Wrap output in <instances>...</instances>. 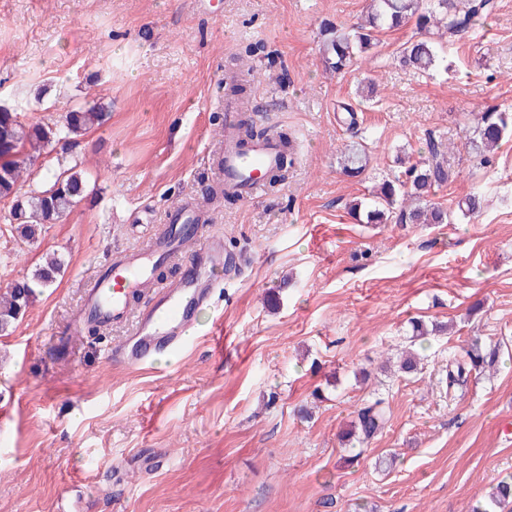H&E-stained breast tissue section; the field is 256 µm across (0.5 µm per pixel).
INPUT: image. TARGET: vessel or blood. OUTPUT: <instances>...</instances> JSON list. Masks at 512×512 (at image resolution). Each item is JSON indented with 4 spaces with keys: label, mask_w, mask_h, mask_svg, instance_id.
Wrapping results in <instances>:
<instances>
[{
    "label": "vessel or blood",
    "mask_w": 512,
    "mask_h": 512,
    "mask_svg": "<svg viewBox=\"0 0 512 512\" xmlns=\"http://www.w3.org/2000/svg\"><path fill=\"white\" fill-rule=\"evenodd\" d=\"M238 119L237 101L225 98L219 184L225 194L247 201L265 189L262 174L278 167L284 146L274 135L240 145ZM199 215L193 202L177 203L168 214L164 234L151 239L146 247L116 256L111 278L94 283L86 299L87 310L107 322L133 324L130 337L109 351L111 361L136 366L193 335L197 314L209 304L217 286L215 275L229 263L223 236L199 222ZM173 258L187 264V276L172 284L157 283L155 269ZM149 284L156 288L154 296L143 306H135L134 295Z\"/></svg>",
    "instance_id": "b4317fda"
}]
</instances>
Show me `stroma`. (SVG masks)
<instances>
[{
  "label": "stroma",
  "mask_w": 512,
  "mask_h": 512,
  "mask_svg": "<svg viewBox=\"0 0 512 512\" xmlns=\"http://www.w3.org/2000/svg\"><path fill=\"white\" fill-rule=\"evenodd\" d=\"M368 5L0 0V107L52 124L90 95L111 106L67 156L87 171L70 214L27 245L0 202V288L46 254L64 262L0 336V512H473L512 478V137L486 164L465 144L472 112H512V0L449 37L434 76L398 62L409 26L326 72L321 21L350 28ZM254 43L250 107L301 155L251 201L209 204L236 264L193 340L132 367L107 357L128 325L63 342L102 267L217 182L224 75ZM430 136L448 148L451 178L430 200L449 222L359 223L349 203ZM356 142L370 159L351 178L340 156ZM476 187L484 207L463 214ZM415 320L449 329L427 336L417 375L381 372ZM475 338L504 355L448 399V360ZM379 397L388 422L352 455L340 435Z\"/></svg>",
  "instance_id": "stroma-1"
}]
</instances>
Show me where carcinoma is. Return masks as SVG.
<instances>
[{
	"instance_id": "obj_1",
	"label": "carcinoma",
	"mask_w": 512,
	"mask_h": 512,
	"mask_svg": "<svg viewBox=\"0 0 512 512\" xmlns=\"http://www.w3.org/2000/svg\"><path fill=\"white\" fill-rule=\"evenodd\" d=\"M493 9V0H429L427 7L422 0H372L365 23L347 31L328 23L323 26L324 62L340 73L357 56L377 44L380 32L411 24L420 37L413 36L401 45V61L415 70L430 72L444 61L441 38L472 28ZM108 116L106 107L95 99L81 108L66 111L61 120L53 124H24L18 120L17 113L0 112V201L11 202L9 220L16 225L21 239L36 241L44 225L58 223L84 198V175L77 164L53 173L40 189L23 190L38 155L57 147L67 151L77 143L78 137L102 125ZM239 127L244 143L267 136L266 130L257 128L249 116L241 119ZM474 133L476 150L481 154L491 151L504 138L512 136V112L488 108L478 113ZM426 147V158L384 181L369 200L355 201L350 207L352 214L365 218L367 224L448 223L447 211L424 204L425 194L447 183L449 177L447 161L435 141L427 142ZM366 165L367 152L362 144H354L344 153L342 170L345 175L356 177ZM481 203L482 193L474 189L463 198L459 209L465 214H475L480 211ZM62 269V260L50 255L35 268L31 277L0 292L1 336L11 334L15 321L32 303L35 289L53 284ZM499 353V346L483 347L478 339H473L471 346L464 350V356L448 365L447 387L454 386L466 374L479 375L492 367ZM385 423V399L376 398L354 411L342 438L368 443L382 432ZM511 501L512 482L503 480L476 512L503 509Z\"/></svg>"
}]
</instances>
